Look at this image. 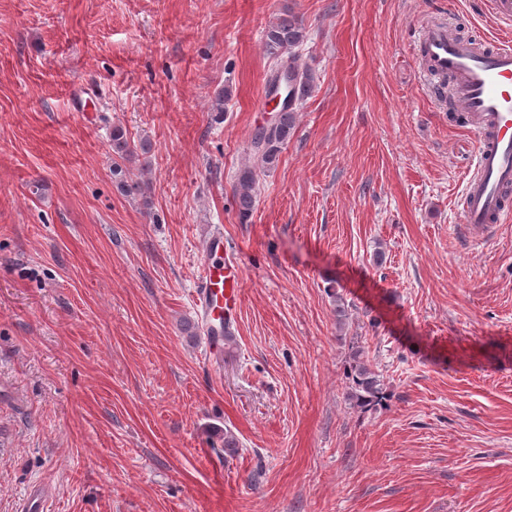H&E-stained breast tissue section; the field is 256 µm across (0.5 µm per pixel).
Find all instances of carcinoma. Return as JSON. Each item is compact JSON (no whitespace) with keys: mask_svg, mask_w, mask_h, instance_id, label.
<instances>
[{"mask_svg":"<svg viewBox=\"0 0 512 512\" xmlns=\"http://www.w3.org/2000/svg\"><path fill=\"white\" fill-rule=\"evenodd\" d=\"M305 39V28L301 20L288 12L270 25L265 34V43L270 54L277 57L290 53L299 47ZM314 74L309 69H299L294 62L282 64V68L273 71L268 79V96L275 97L286 92L287 101L281 105L274 122L257 128L252 136V146L261 161L266 165L273 164L282 146L288 142L295 129V112L311 92ZM112 177L117 186L125 194L142 193V182L127 167L139 156L147 154V145L143 142L131 141L125 130L120 126L112 127ZM255 178L251 169L242 171L237 178L236 203L239 219L245 223L252 215L255 205ZM351 400L355 405L365 407L384 398L383 383L380 376L373 372L365 363H356L351 375Z\"/></svg>","mask_w":512,"mask_h":512,"instance_id":"cac0c4a2","label":"carcinoma"}]
</instances>
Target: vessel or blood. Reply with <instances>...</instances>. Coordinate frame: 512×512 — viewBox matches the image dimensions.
Returning a JSON list of instances; mask_svg holds the SVG:
<instances>
[{
	"instance_id": "1",
	"label": "vessel or blood",
	"mask_w": 512,
	"mask_h": 512,
	"mask_svg": "<svg viewBox=\"0 0 512 512\" xmlns=\"http://www.w3.org/2000/svg\"><path fill=\"white\" fill-rule=\"evenodd\" d=\"M421 43L428 70L452 78L459 110L479 122L472 174L462 194L464 224L485 227L492 218L512 216L504 200L505 190L512 187V43L500 41L486 50L436 25L424 30ZM205 264L195 304L198 321L207 332L233 319L241 271L226 266L220 234L206 241Z\"/></svg>"
}]
</instances>
